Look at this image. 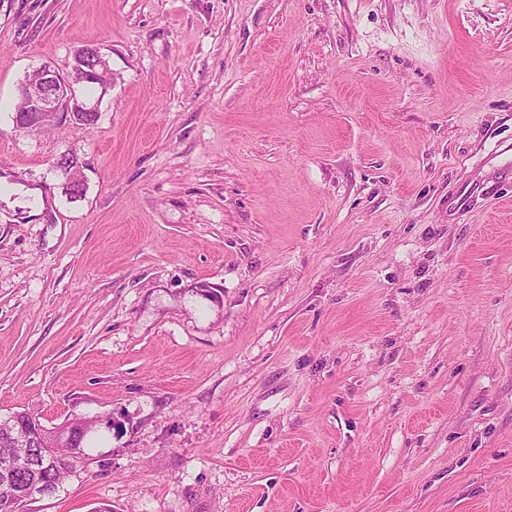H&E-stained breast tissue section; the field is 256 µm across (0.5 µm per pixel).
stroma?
<instances>
[{"instance_id":"1","label":"stroma","mask_w":512,"mask_h":512,"mask_svg":"<svg viewBox=\"0 0 512 512\" xmlns=\"http://www.w3.org/2000/svg\"><path fill=\"white\" fill-rule=\"evenodd\" d=\"M16 411L97 423L27 512H512V0H0ZM44 76L43 87L40 90L32 91L26 84H22L18 88V94L25 96L29 100L28 109L21 114H17L24 110L25 103L19 98L17 103L15 123L19 128H27L29 125H37L41 121L57 118L59 112H70L71 117L74 113L81 120H76L77 126L87 127L93 125L95 120L90 112L99 111V100H81L77 98L75 85L84 83L87 88L95 89L96 82L102 89L104 94L110 85L108 81L86 82L88 79H97L107 77L109 67L106 59L100 49L96 51L94 56L90 58V53L85 54L84 61L76 63L74 67V77L71 81L65 80L54 70L47 66L39 68Z\"/></svg>"}]
</instances>
